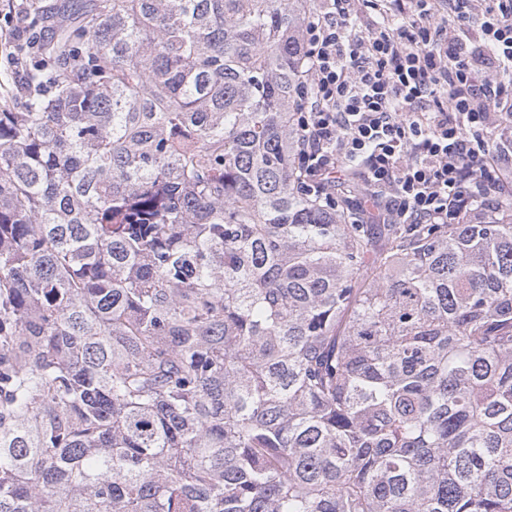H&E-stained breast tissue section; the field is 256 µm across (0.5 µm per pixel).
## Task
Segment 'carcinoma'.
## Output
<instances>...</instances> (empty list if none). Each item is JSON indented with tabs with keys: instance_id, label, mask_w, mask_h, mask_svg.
<instances>
[{
	"instance_id": "obj_1",
	"label": "carcinoma",
	"mask_w": 512,
	"mask_h": 512,
	"mask_svg": "<svg viewBox=\"0 0 512 512\" xmlns=\"http://www.w3.org/2000/svg\"><path fill=\"white\" fill-rule=\"evenodd\" d=\"M317 0H55L0 98V512H512V198L307 195Z\"/></svg>"
}]
</instances>
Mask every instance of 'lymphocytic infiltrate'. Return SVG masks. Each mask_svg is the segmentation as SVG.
Wrapping results in <instances>:
<instances>
[{
    "mask_svg": "<svg viewBox=\"0 0 512 512\" xmlns=\"http://www.w3.org/2000/svg\"><path fill=\"white\" fill-rule=\"evenodd\" d=\"M376 18L358 31L362 9ZM319 0L305 31L299 168L310 195L334 201L359 171L364 204L384 224H456L478 201L506 197L512 144V0Z\"/></svg>",
    "mask_w": 512,
    "mask_h": 512,
    "instance_id": "obj_1",
    "label": "lymphocytic infiltrate"
}]
</instances>
